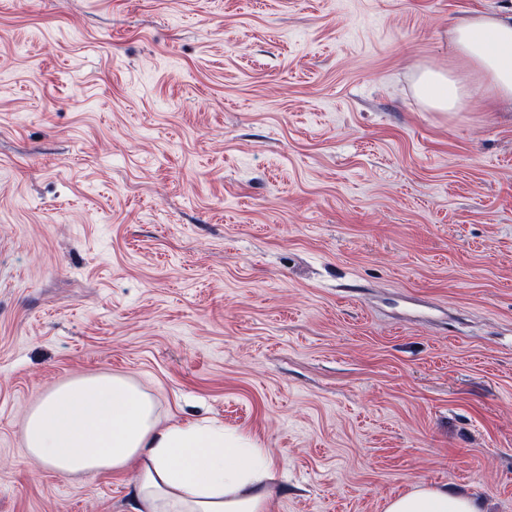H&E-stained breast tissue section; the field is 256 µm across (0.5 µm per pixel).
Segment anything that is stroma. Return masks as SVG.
<instances>
[{
  "label": "stroma",
  "mask_w": 512,
  "mask_h": 512,
  "mask_svg": "<svg viewBox=\"0 0 512 512\" xmlns=\"http://www.w3.org/2000/svg\"><path fill=\"white\" fill-rule=\"evenodd\" d=\"M512 0H0V512H131L28 463L124 373L241 431L271 512H512V111L414 95ZM386 512H480L477 503L441 488H420L391 499Z\"/></svg>",
  "instance_id": "stroma-1"
}]
</instances>
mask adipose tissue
I'll return each instance as SVG.
<instances>
[{"instance_id": "ef3b65f1", "label": "adipose tissue", "mask_w": 512, "mask_h": 512, "mask_svg": "<svg viewBox=\"0 0 512 512\" xmlns=\"http://www.w3.org/2000/svg\"><path fill=\"white\" fill-rule=\"evenodd\" d=\"M449 51L459 72H417L413 91L429 108L452 112L473 91L512 107V10L457 22ZM22 439L29 462L64 476L135 469L132 512H270L273 462L251 439L213 423L166 424L156 397L126 374L77 376L30 406ZM386 512H479L441 488L391 499Z\"/></svg>"}]
</instances>
